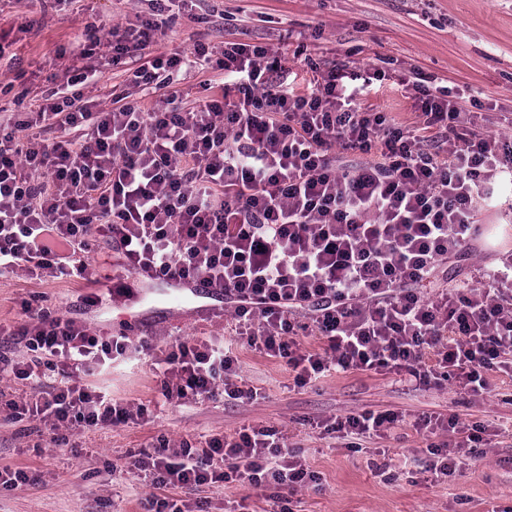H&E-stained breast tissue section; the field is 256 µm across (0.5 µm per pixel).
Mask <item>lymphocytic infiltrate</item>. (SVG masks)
Instances as JSON below:
<instances>
[{
  "label": "lymphocytic infiltrate",
  "mask_w": 512,
  "mask_h": 512,
  "mask_svg": "<svg viewBox=\"0 0 512 512\" xmlns=\"http://www.w3.org/2000/svg\"><path fill=\"white\" fill-rule=\"evenodd\" d=\"M165 17L101 31L85 27L60 82L0 125V274L86 279L91 239L113 245L140 279H175L224 291L235 335L286 361L298 386L330 371L396 370L409 382L454 380L480 394L493 371L512 372V251L487 288L427 285L449 260L478 252V222L498 183L512 181V133L466 127L447 89L413 75L416 124L363 109L359 97L381 69H327L300 91L267 47L231 43L173 50L131 72L130 84L160 89L178 72L216 71L222 97L186 108L102 106L85 96L97 83L91 57L118 65L163 32ZM61 138L46 144L39 129ZM365 162L339 163V151ZM19 331L27 357L0 369L27 382L6 403L8 418L38 419L49 441L65 430L109 427L141 417L144 406L91 390L79 373L126 350L125 336L100 340L90 327L24 302ZM322 336L313 352L302 336ZM161 394L180 404L247 398L234 382L232 343L177 341L164 351ZM394 411L336 418L335 432L381 435ZM446 440L428 444L427 470L449 475L462 448L484 445L482 426L452 414L420 417ZM132 467L155 487L191 493L238 481L270 489L273 504L315 472L270 427L248 426L196 446L159 438Z\"/></svg>",
  "instance_id": "lymphocytic-infiltrate-1"
}]
</instances>
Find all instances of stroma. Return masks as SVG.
<instances>
[{
	"label": "stroma",
	"instance_id": "1",
	"mask_svg": "<svg viewBox=\"0 0 512 512\" xmlns=\"http://www.w3.org/2000/svg\"><path fill=\"white\" fill-rule=\"evenodd\" d=\"M152 12L150 0H64L61 9L40 0H0V82L14 90L0 95V115L16 111L14 96L36 100L47 78L66 65L60 56L81 41L85 26L103 29L139 24ZM204 44L221 55L225 44L245 43L277 50L290 75L310 76V64L326 68L343 59L360 71L386 70L381 88L359 98L362 108L389 113L396 123L415 122L408 90L400 80L410 71L434 78L436 85L464 93V111L480 107L485 131L507 130L512 115V0H196L183 5L179 19L155 35L143 55L103 67L97 95L131 93L145 108L156 93L129 89L127 76L145 60L176 48ZM188 106L221 94L213 72L181 74L173 86ZM481 223L493 231L479 256L440 268V288L468 283L480 265H498L507 249L504 230L512 207L482 211ZM84 281L30 279L23 273L0 276V355L16 359L27 349L17 331L26 323L24 300L39 297L51 313H63L103 338L123 334L147 338L158 346L175 340H207L221 345L231 334L226 317H212L193 300H144L133 314L111 302L87 304ZM238 385L253 391L243 400H203L188 405L164 402L159 372L151 354L133 353L128 363H113L91 376L93 386L113 397L145 405L144 417L104 429L76 428L65 448L43 446L42 422H13L0 416V469L23 470L32 483L0 487V512H147L153 498L169 496L201 503L204 512H270L269 491L231 483L202 487L197 495L154 488L131 470L132 456L159 437L193 443L231 435L245 426L281 430L298 447L318 483L296 489L292 512H512V376L493 374L489 391L472 396L454 382L411 385L383 371H332L297 386L294 372L281 360L236 345ZM365 410L402 413L399 425L380 438L349 439L328 431L336 416ZM457 413L469 423L490 424L498 434L483 455L460 452L451 476L425 472L428 437L416 422L424 415Z\"/></svg>",
	"mask_w": 512,
	"mask_h": 512
}]
</instances>
